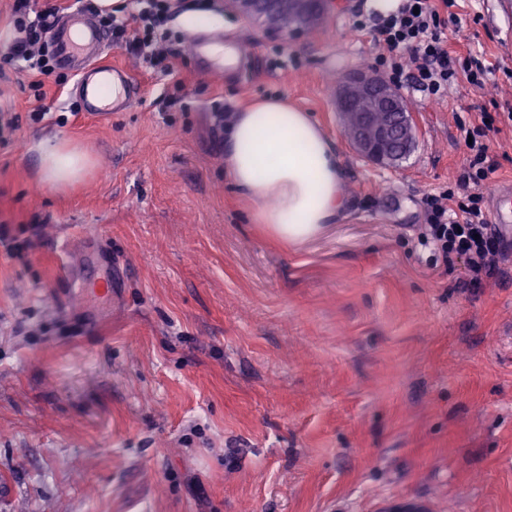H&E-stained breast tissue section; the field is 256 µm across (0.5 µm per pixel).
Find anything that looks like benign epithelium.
Masks as SVG:
<instances>
[{"label":"benign epithelium","instance_id":"7a95c632","mask_svg":"<svg viewBox=\"0 0 512 512\" xmlns=\"http://www.w3.org/2000/svg\"><path fill=\"white\" fill-rule=\"evenodd\" d=\"M345 0H224V7L259 26L270 39L319 30ZM336 112L343 136L359 155L394 165L412 149L416 131L400 90L372 69H358L341 81Z\"/></svg>","mask_w":512,"mask_h":512}]
</instances>
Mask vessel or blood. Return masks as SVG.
<instances>
[{"label":"vessel or blood","mask_w":512,"mask_h":512,"mask_svg":"<svg viewBox=\"0 0 512 512\" xmlns=\"http://www.w3.org/2000/svg\"><path fill=\"white\" fill-rule=\"evenodd\" d=\"M107 41V34L78 11L59 19L52 34L60 66L74 71L78 78L76 93L82 102L81 112L89 118L125 111L136 97L125 69L98 62ZM223 45V40L209 38L196 41L194 49L220 68L224 65ZM489 224L499 239L512 242V187L492 188Z\"/></svg>","instance_id":"b4317fda"}]
</instances>
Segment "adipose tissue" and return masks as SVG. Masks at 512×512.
Instances as JSON below:
<instances>
[{
	"label": "adipose tissue",
	"instance_id": "ef3b65f1",
	"mask_svg": "<svg viewBox=\"0 0 512 512\" xmlns=\"http://www.w3.org/2000/svg\"><path fill=\"white\" fill-rule=\"evenodd\" d=\"M88 165L69 144L41 148L40 175L56 188L78 181ZM224 169L253 202L254 222L285 243L311 239L347 206L337 152L308 112L282 97L237 112L224 138Z\"/></svg>",
	"mask_w": 512,
	"mask_h": 512
}]
</instances>
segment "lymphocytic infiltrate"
Returning a JSON list of instances; mask_svg holds the SVG:
<instances>
[{
    "label": "lymphocytic infiltrate",
    "mask_w": 512,
    "mask_h": 512,
    "mask_svg": "<svg viewBox=\"0 0 512 512\" xmlns=\"http://www.w3.org/2000/svg\"><path fill=\"white\" fill-rule=\"evenodd\" d=\"M142 8L138 26L127 30L117 16L99 14L98 24L110 31L115 42L154 66L164 65L167 23L172 16L171 0H140ZM454 0H402L393 13L374 18L373 22L357 21L358 30H370L379 46L386 49L382 58L393 82L405 81L435 98H442L458 75H465L476 88H483L490 72L481 57L449 52L446 12ZM59 7L47 0L44 8H34L32 0H13L14 37L9 51L0 62H24L37 74L30 88L35 98H42L41 76L51 74L53 53L48 49L51 20ZM493 126L484 120L473 127H462L468 136V158L464 174L454 189L428 202V222L420 235L422 246L441 257L465 256L472 281H481L495 266L501 242L488 231L482 209L481 189L496 171L497 165L486 141Z\"/></svg>",
    "instance_id": "obj_1"
}]
</instances>
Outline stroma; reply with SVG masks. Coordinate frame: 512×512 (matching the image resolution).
Instances as JSON below:
<instances>
[{
	"instance_id": "35a3bbf8",
	"label": "stroma",
	"mask_w": 512,
	"mask_h": 512,
	"mask_svg": "<svg viewBox=\"0 0 512 512\" xmlns=\"http://www.w3.org/2000/svg\"><path fill=\"white\" fill-rule=\"evenodd\" d=\"M369 2L273 41L184 0L173 74L104 46L140 95L99 120L71 115L72 71L38 101L31 72L0 70L21 117L0 143V512H512V262L477 285L418 242L427 196L466 166L457 122L512 104V7L458 0L448 49L493 71L439 100L402 87L416 143L391 168L336 115L337 81L380 66L352 27ZM209 33L239 51L219 76L193 52ZM270 96L342 160L347 209L298 245L251 223L224 170L225 129ZM55 140L91 159L64 190L39 175Z\"/></svg>"
}]
</instances>
